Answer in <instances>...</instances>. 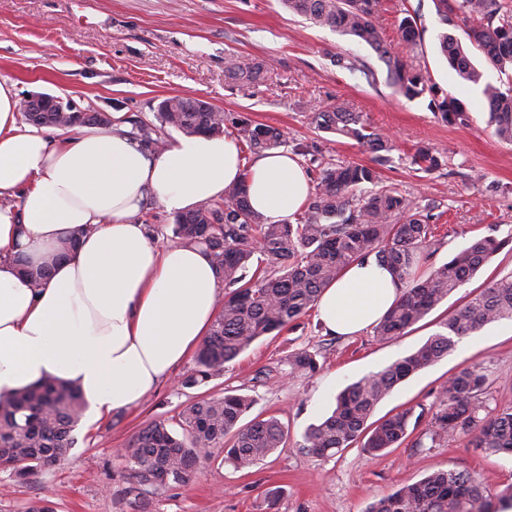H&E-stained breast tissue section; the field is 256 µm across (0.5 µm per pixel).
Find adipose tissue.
<instances>
[{
  "label": "adipose tissue",
  "instance_id": "obj_1",
  "mask_svg": "<svg viewBox=\"0 0 512 512\" xmlns=\"http://www.w3.org/2000/svg\"><path fill=\"white\" fill-rule=\"evenodd\" d=\"M19 115L14 84L0 80V393L56 378L78 385L96 416L130 408L207 336L221 287L199 249L152 240L144 204L179 214L242 181L252 208L281 224L314 187L284 150L248 166L231 139L178 137L153 155L113 129L48 133ZM86 225L72 255L55 260L60 238ZM19 253L34 267L50 262L41 288ZM403 291L371 256L323 289L316 318L330 334L357 335Z\"/></svg>",
  "mask_w": 512,
  "mask_h": 512
}]
</instances>
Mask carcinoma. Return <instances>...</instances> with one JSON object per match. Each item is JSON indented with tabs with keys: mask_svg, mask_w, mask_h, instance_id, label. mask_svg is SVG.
I'll list each match as a JSON object with an SVG mask.
<instances>
[{
	"mask_svg": "<svg viewBox=\"0 0 512 512\" xmlns=\"http://www.w3.org/2000/svg\"><path fill=\"white\" fill-rule=\"evenodd\" d=\"M289 11L314 25L336 29L370 47L384 63L387 81L408 99L430 96L429 106L452 124L468 121L462 103L451 95L439 96L421 70L393 54L375 16L378 0H281ZM439 21L456 27L457 20L472 22L467 36L500 72L512 68V7L501 0H435ZM396 35L408 47L421 38L416 17L409 14L397 25ZM439 48L456 75L465 83L483 85L488 123L501 140L512 143V86L503 89L484 81L483 72L453 34L439 35ZM337 67L361 73L368 82L375 73L361 58L338 53ZM234 73L255 81L261 65L231 63ZM317 127L366 143L380 166L390 160L393 145L385 134L370 131L358 112L336 103L314 113ZM149 124L128 117L126 135L151 154L165 146L161 130L168 127L186 137L224 134V113L196 102L170 96L158 105ZM21 122L36 127L74 131L82 127L109 129L112 117L102 112H23ZM237 139L253 154L282 146L284 134L271 126L242 121ZM414 163L426 171L441 167L439 153L423 147ZM379 184L377 168L366 165H331L321 169L315 193L295 224H268L249 205L245 182L224 190L223 203L205 201L175 218L172 237L178 244L202 248L230 292L208 335L195 355V367L180 381L190 389L224 374L259 338L280 331L306 315L326 286L354 262L373 255L389 266L407 288L402 298L374 327V336L388 340L404 335L437 305L469 280L509 240L485 235L472 240L447 262L419 277L416 269L432 255V227L428 216L413 201L384 186L362 193L363 186ZM512 320V275L453 310L440 324L441 331L409 354L372 372L341 391L334 409L308 425L300 448L313 457L334 455L356 445L369 453L399 447L417 430L414 445L424 439L436 443L464 436L482 454H512V407L486 410L488 377L477 365L452 373L442 387L439 402L424 420L426 409H401L371 421L378 403L412 374L450 354L461 338L487 325ZM318 353L299 350L288 357L291 372L313 374L320 368ZM254 399L238 389L219 396L200 397L177 416L156 420L142 428L124 455L130 486L126 494L137 501L158 474L167 483L154 490L188 482L198 465L224 453V465L248 469L284 447L288 427L274 415L244 422ZM86 401L81 389L54 378L12 394H0V460L17 463L24 479L41 468L66 462L77 444L75 435ZM512 508V485L495 493L465 469H439L417 482L405 484L370 503L365 512H504Z\"/></svg>",
	"mask_w": 512,
	"mask_h": 512,
	"instance_id": "cac0c4a2",
	"label": "carcinoma"
}]
</instances>
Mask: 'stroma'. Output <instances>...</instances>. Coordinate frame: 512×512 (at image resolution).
Instances as JSON below:
<instances>
[{"mask_svg":"<svg viewBox=\"0 0 512 512\" xmlns=\"http://www.w3.org/2000/svg\"><path fill=\"white\" fill-rule=\"evenodd\" d=\"M407 11L419 16L421 44L410 49L393 38L392 51L457 97L467 123L442 121L428 97L406 99L387 82L386 67L370 48L313 25L278 0H0V79L12 80L20 99L47 93L80 110L150 120L169 96L199 98L223 111L228 138L243 119L284 130L285 150H300L314 180L327 165L373 162L367 145L317 129L314 109L342 101L391 137L381 183L426 208L435 234L430 265L448 261L477 236L509 241L403 336L386 342L370 330L329 336L310 313L256 341L208 384L179 387L194 366L186 360L139 404L82 419L78 444L63 465L25 479L0 470V512H365L369 503L440 468L474 471L493 492L512 483V456L481 455L463 437L422 448L407 440L377 455L348 448L317 458L299 448L306 427L339 391L420 346L448 312L512 273V144L488 127L480 88L460 82L441 55L433 0H382L386 34L393 37ZM345 51L372 68L375 83L331 63V55ZM236 57L261 63L262 79L233 76ZM423 145L441 153L440 169L427 173L413 165ZM303 349L320 351V368L291 374L288 357ZM471 364L489 379L487 407L512 406V323L500 322L463 337L447 357L402 382L379 403L376 417L432 407L448 376ZM228 387L253 398L252 415H274L287 425L285 446L246 470L211 461L187 484L144 493L132 505L121 456L135 433ZM270 486L283 490L272 508L263 496Z\"/></svg>","mask_w":512,"mask_h":512,"instance_id":"obj_1","label":"stroma"}]
</instances>
